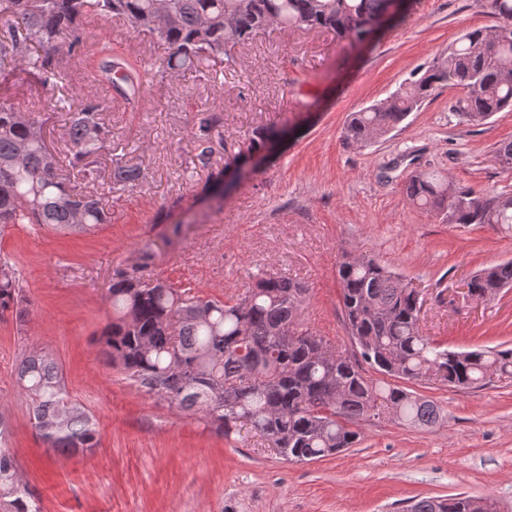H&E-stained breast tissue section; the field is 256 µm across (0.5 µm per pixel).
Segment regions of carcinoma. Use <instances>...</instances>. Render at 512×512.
<instances>
[{
	"label": "carcinoma",
	"instance_id": "obj_1",
	"mask_svg": "<svg viewBox=\"0 0 512 512\" xmlns=\"http://www.w3.org/2000/svg\"><path fill=\"white\" fill-rule=\"evenodd\" d=\"M487 6L499 22L496 29L461 33L389 97L350 113L345 140L362 145L386 134L444 84L462 90L454 111L472 125L511 111L512 0H487ZM389 7L390 0H0V78L28 69L43 84L58 86L64 75L50 56L53 42L80 22L98 18L121 17L163 42L170 51L167 67L195 68L274 24L361 40ZM68 52L93 83L108 86L132 106L155 77L110 40L89 49L76 37ZM57 103L68 113L66 165L49 149L45 124L0 96V232L12 224H39L86 233L111 221L101 197L85 195L64 175L69 165L81 168L88 181L100 177L89 162L109 139L100 105L75 107L64 97ZM215 123L211 112L194 117L192 139L203 169L212 166ZM108 180L111 190L133 188L141 171L115 161ZM405 194L448 224L512 228L511 196L453 189L438 171L412 176ZM337 282L353 346L349 354L302 319L309 288L264 270L249 274L242 292L225 301L192 295L166 280L151 281L142 266L120 271L108 288L112 321L101 343L126 378L147 394L203 414L205 425L226 436L246 423L293 463L355 446V426L372 418L393 414L409 427L433 426L441 418L439 406L406 387L427 380L431 371L461 390L512 376V348L451 351L420 334L418 291L374 256L344 253ZM467 287L482 302L494 300L512 288V261L477 272ZM7 312L25 323L27 298L15 265L0 259V318ZM175 360L186 372L171 368ZM15 373L34 430L48 450L75 454L97 447L91 413L68 393L53 358L27 350ZM494 505L491 497L458 494L422 498L410 512H494ZM0 512H42L7 448H0Z\"/></svg>",
	"mask_w": 512,
	"mask_h": 512
}]
</instances>
